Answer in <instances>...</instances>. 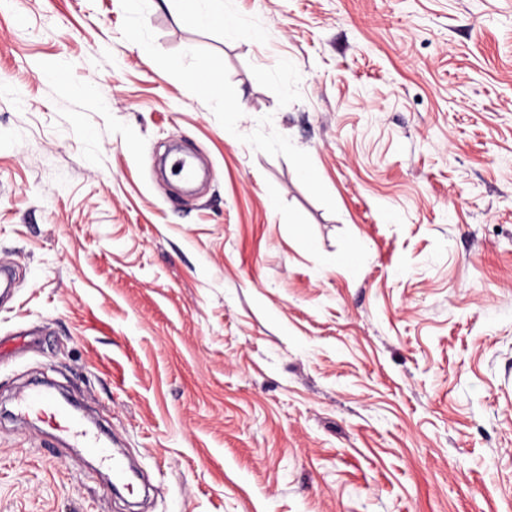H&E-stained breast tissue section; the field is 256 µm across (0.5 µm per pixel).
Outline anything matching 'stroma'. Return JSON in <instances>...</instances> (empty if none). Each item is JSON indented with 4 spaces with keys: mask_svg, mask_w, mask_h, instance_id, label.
<instances>
[{
    "mask_svg": "<svg viewBox=\"0 0 512 512\" xmlns=\"http://www.w3.org/2000/svg\"><path fill=\"white\" fill-rule=\"evenodd\" d=\"M224 11L0 0V512H512V0ZM191 5V17L201 26H222L233 29L234 22L224 13L223 0H181ZM196 2H202L196 6ZM18 404L24 413H32L61 432L80 439L85 448L106 462L111 471L112 480L115 482L125 480L127 467L124 460L119 456L108 454L107 449L100 446L98 439L83 430L79 422L60 407L48 393L41 390L23 392L19 397Z\"/></svg>",
    "mask_w": 512,
    "mask_h": 512,
    "instance_id": "35a3bbf8",
    "label": "stroma"
}]
</instances>
